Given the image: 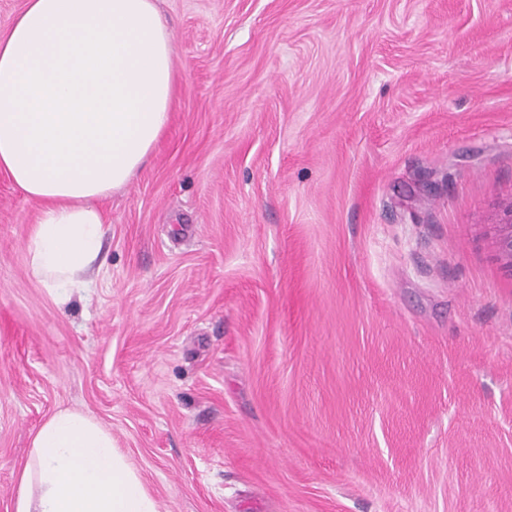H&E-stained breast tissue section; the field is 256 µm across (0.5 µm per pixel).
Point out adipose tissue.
I'll use <instances>...</instances> for the list:
<instances>
[{"mask_svg":"<svg viewBox=\"0 0 512 512\" xmlns=\"http://www.w3.org/2000/svg\"><path fill=\"white\" fill-rule=\"evenodd\" d=\"M156 0H26L0 37V170L40 208L28 270L57 302L89 287L105 217L160 140L177 75ZM15 512H157L111 434L61 409L36 431Z\"/></svg>","mask_w":512,"mask_h":512,"instance_id":"adipose-tissue-1","label":"adipose tissue"}]
</instances>
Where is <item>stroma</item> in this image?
I'll use <instances>...</instances> for the list:
<instances>
[{
  "label": "stroma",
  "instance_id": "1",
  "mask_svg": "<svg viewBox=\"0 0 512 512\" xmlns=\"http://www.w3.org/2000/svg\"><path fill=\"white\" fill-rule=\"evenodd\" d=\"M171 123L57 304L0 171V512L38 427L158 512H512V0H157Z\"/></svg>",
  "mask_w": 512,
  "mask_h": 512
}]
</instances>
